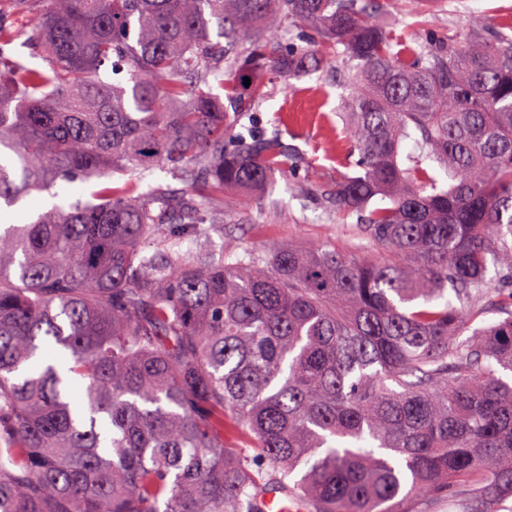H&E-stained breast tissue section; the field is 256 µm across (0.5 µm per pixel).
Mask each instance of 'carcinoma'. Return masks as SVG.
<instances>
[{
	"instance_id": "cac0c4a2",
	"label": "carcinoma",
	"mask_w": 512,
	"mask_h": 512,
	"mask_svg": "<svg viewBox=\"0 0 512 512\" xmlns=\"http://www.w3.org/2000/svg\"><path fill=\"white\" fill-rule=\"evenodd\" d=\"M50 3L0 20V200L102 183L0 227V512H502L512 38L479 20L417 50L376 0ZM338 59L358 158L326 199L384 260L215 246L216 202L294 157L242 131L258 73ZM155 168L184 188L139 191ZM491 295L505 317L472 327Z\"/></svg>"
}]
</instances>
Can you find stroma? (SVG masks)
<instances>
[{"label":"stroma","instance_id":"obj_1","mask_svg":"<svg viewBox=\"0 0 512 512\" xmlns=\"http://www.w3.org/2000/svg\"><path fill=\"white\" fill-rule=\"evenodd\" d=\"M477 17L512 36V0H439L434 14L426 16L412 14L409 0H398L389 22L400 41L426 46L465 34ZM265 82L266 95L252 107L249 126L257 135L281 136L294 149L296 165L276 174L264 196H224L225 238L243 250L291 241L374 258L368 242L354 236L325 201L326 190L347 171L349 143L339 118L345 90L324 69L290 80L269 75Z\"/></svg>","mask_w":512,"mask_h":512}]
</instances>
